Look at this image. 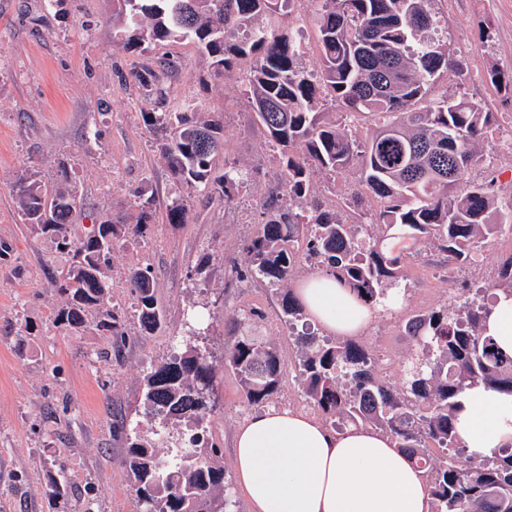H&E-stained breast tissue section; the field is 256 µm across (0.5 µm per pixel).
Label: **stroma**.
<instances>
[{
  "mask_svg": "<svg viewBox=\"0 0 512 512\" xmlns=\"http://www.w3.org/2000/svg\"><path fill=\"white\" fill-rule=\"evenodd\" d=\"M117 0H0V512H139L123 459L142 413L144 376L183 340L186 313L202 312L209 331L204 347L216 383L205 426L224 467L229 512H250L233 470L236 429L257 413L224 350L240 335L274 344L288 371L266 402L316 414L293 371L297 346L282 319L279 295L265 283L239 281L232 271L255 235L262 202L277 191L279 155L241 96L240 75L217 79L194 43L171 42L178 68L165 84L168 105L196 100L202 113L224 119L226 155L253 181L234 204L216 192H187L171 177L155 135L142 121L152 106L134 79L152 53L116 46L112 15ZM438 30L462 63L443 74L438 91L467 94L499 123L512 120V96L488 79L491 67L512 70V0H439ZM491 40H483L481 28ZM502 200L512 199V150L502 140L485 146ZM26 173L45 185H76L80 205L69 226L81 240L106 217L135 223L140 199L164 211L171 198L187 197L186 224L159 220L149 237H129L113 250L108 305L123 314L127 341L114 347L95 324L70 328L56 321L65 298L56 282L68 254L25 224L13 186ZM408 255L397 309L377 311L357 343L390 381L401 377L414 346L402 327L414 312L448 303L452 290L492 282L502 256L512 253V231L482 245L478 263L459 268L445 255L411 241L394 242ZM149 267L163 323L143 332L127 274ZM65 461V495L53 497L57 461Z\"/></svg>",
  "mask_w": 512,
  "mask_h": 512,
  "instance_id": "35a3bbf8",
  "label": "stroma"
}]
</instances>
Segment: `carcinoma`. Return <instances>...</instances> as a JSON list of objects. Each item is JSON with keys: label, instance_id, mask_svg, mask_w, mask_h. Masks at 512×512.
I'll use <instances>...</instances> for the list:
<instances>
[{"label": "carcinoma", "instance_id": "obj_1", "mask_svg": "<svg viewBox=\"0 0 512 512\" xmlns=\"http://www.w3.org/2000/svg\"><path fill=\"white\" fill-rule=\"evenodd\" d=\"M297 0H118L117 45L148 50L164 42L191 41L211 60L213 75L245 71L240 93L282 157L278 192L264 203L265 222L246 245L242 278L258 279L281 297L290 330L304 313L288 283L305 249L311 265L336 276L365 301L382 304L402 277L407 255L389 240L426 241L448 263L472 264L480 244L512 223V199L502 206L495 179L476 181L490 166L482 147L492 113L460 92L434 94L440 75L458 67L448 44L436 39L437 0H313L318 66L302 65L304 37L279 23ZM174 61L160 57L135 74L146 95L162 94ZM188 102L169 112H145L174 180L190 191H220L224 204L251 185L249 172L226 158L224 122L197 118ZM224 164V173L215 170ZM351 169L359 182L342 204L318 199L313 179ZM13 193L24 221L72 254L58 288L66 304L57 321L78 328L97 310V327L126 340L123 317L105 305L104 272L115 243L142 237L154 217L151 200L135 224L111 219L97 232L72 240L67 224L79 206L69 184L42 185L32 176ZM168 224L190 220L186 199L166 206ZM127 280L146 332L162 323L149 268L134 267ZM493 299L460 294L452 305L413 313L404 334L416 346L397 388L378 374L373 353L352 340L296 333L298 380L307 398L335 430L351 424L390 436L423 470L430 512H512V446L467 467L454 428L458 399L484 385L512 394V355L502 353L483 325L499 294L512 297V253L500 260ZM201 322L187 316L177 353L145 378L143 411L149 433L134 426L124 466L143 512H226L224 468L202 424L215 375L202 345ZM225 362L238 375L247 402L275 394L287 366L278 349L238 336Z\"/></svg>", "mask_w": 512, "mask_h": 512}]
</instances>
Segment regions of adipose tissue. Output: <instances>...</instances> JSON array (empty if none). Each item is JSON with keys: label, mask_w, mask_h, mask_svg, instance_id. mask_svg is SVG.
<instances>
[{"label": "adipose tissue", "mask_w": 512, "mask_h": 512, "mask_svg": "<svg viewBox=\"0 0 512 512\" xmlns=\"http://www.w3.org/2000/svg\"><path fill=\"white\" fill-rule=\"evenodd\" d=\"M325 332L359 335L371 307L329 273L319 271L294 291ZM455 415L467 453L480 460L512 443V395L477 386ZM233 467L252 512H429L424 474L387 436L362 427L337 432L293 409H268L241 425Z\"/></svg>", "instance_id": "obj_1"}]
</instances>
